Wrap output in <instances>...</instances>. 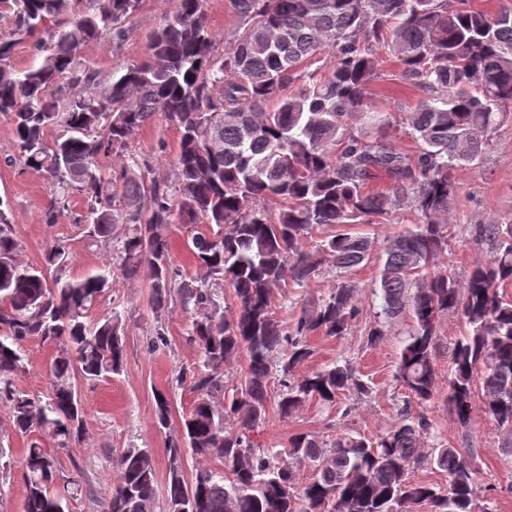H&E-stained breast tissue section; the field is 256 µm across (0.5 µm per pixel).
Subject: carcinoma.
<instances>
[{"label": "carcinoma", "instance_id": "cac0c4a2", "mask_svg": "<svg viewBox=\"0 0 512 512\" xmlns=\"http://www.w3.org/2000/svg\"><path fill=\"white\" fill-rule=\"evenodd\" d=\"M78 2L0 0L14 17L12 37L0 38V114L12 121L25 165L44 172L51 186L46 223H57L72 194L83 195L77 223L87 225L90 239L112 242L125 278L149 280L156 316L180 298L202 356V367L177 376L199 396L181 435L167 443L164 499L156 498L152 450L127 448L116 459L107 512H412L419 503L431 512H493L489 499L478 505L472 449L426 443L434 431L428 407L437 394V321L457 311L468 331L450 352L448 406L467 427L475 373L482 372L483 411L512 448V299L499 292L512 285V219L474 228L491 257L474 264L465 281L437 268L448 250L454 172L484 163L512 107V5L489 13L448 0H234L242 30L221 52L205 0H177L146 58L104 82L78 49L122 35L142 0H87L76 14ZM24 39L41 62L16 69L9 58ZM326 45L335 55L331 73L299 72ZM389 53L423 92L407 117L419 146L414 157L387 140L388 118L367 105L380 57ZM158 115L180 132L179 152L173 179L148 181V164L127 149ZM50 128L58 131L52 139ZM114 154L125 158L118 178L100 164ZM379 177L388 190L368 187ZM402 204L418 222L386 248L379 284L385 317L411 319L396 367L406 394L396 423L374 439L344 432L324 441L300 432L282 449L260 448L252 433L265 421L275 371L284 419L312 400L371 397L373 387L346 359L295 374L311 356L307 336L351 329L357 286L338 281L291 326L274 316L272 291L286 279L309 282L328 259L338 269L367 260L371 242L347 226L371 224ZM171 224L212 227L189 244L203 271L197 285L179 279L166 234ZM319 226L337 230L317 249H304ZM18 248L0 200V402L10 406L17 432L36 429L68 448L83 429L74 370L97 380L125 364L119 316L84 321L112 287V268L72 277L67 244L51 245L44 268L20 264ZM223 287L235 299L230 318L220 312ZM364 335L366 345H378L384 322L368 324ZM32 339L59 346L44 401L13 382L23 368L22 343ZM241 355L243 372L228 378L227 365ZM170 415L167 394L156 392L157 424L167 426ZM188 449L217 456L221 468L186 481ZM24 463L23 512H70L83 482L72 478L55 490L56 460L37 441ZM295 463L312 469L303 485ZM420 467L447 473L448 485L411 480Z\"/></svg>", "mask_w": 512, "mask_h": 512}]
</instances>
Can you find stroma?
I'll return each mask as SVG.
<instances>
[{"instance_id": "obj_1", "label": "stroma", "mask_w": 512, "mask_h": 512, "mask_svg": "<svg viewBox=\"0 0 512 512\" xmlns=\"http://www.w3.org/2000/svg\"><path fill=\"white\" fill-rule=\"evenodd\" d=\"M175 6L176 0H142L139 11L126 25L122 40L101 38L86 43L80 47L79 56L93 63L102 79H110L116 69L146 57L151 33ZM205 13L218 48L229 46L240 27L233 0H206ZM379 72V78L370 85L368 103L373 110L388 114V140L398 150L416 154L417 145L403 115L411 111L422 92L403 78L402 67L394 56H384ZM179 140L178 130L157 117L133 136L128 151L150 164L151 177L168 179L174 173ZM455 181L457 192L450 214V241L441 265L462 280L475 262L489 257L487 247L474 240L475 226L512 218L511 120L498 129L493 149L482 166L457 170ZM0 200L8 206L14 234L21 244L17 254L20 263L42 266L46 249L58 240L70 249L71 276L85 275L111 263L110 244L91 243L85 225L75 221L86 208L83 196L76 194L70 198L68 212L57 223H45L44 215L53 201L50 186L42 172L27 167L18 157L12 122L2 115ZM416 220V213L403 205L382 223L355 225V232L372 242L368 261L345 272L346 279L354 281L359 288V316L344 338L308 336L312 354L299 368L304 374L342 358L350 360L369 379L373 388L371 398L359 401L354 395L346 394L332 407L312 401L286 420L279 416L276 405H269L265 423L253 436L261 448H283L299 432L325 439L343 427L372 438L396 422L405 390L397 384L394 375L410 319L402 315L390 320L386 336L372 348L364 342V327L381 314L379 279L385 248L392 238L413 228ZM335 282V271L327 267L307 284L282 282L272 293L276 317L293 322L304 309L327 295ZM150 294L146 279L127 280L116 273L111 288L87 313L91 325L110 313L120 315L126 359L120 373L94 382L79 375L73 378L84 409V430L71 447L53 451L61 480L79 478L87 490L86 495L71 502V512H104L102 504L118 478L115 460L132 446L152 449L157 490L161 493L166 490V445L169 439L180 436L183 420L197 399L196 392L186 385L176 386L175 379L181 368L200 366L201 359L196 344L189 340L191 318L181 301L171 302L158 319L151 310ZM159 322L165 327L169 344L148 349L150 333ZM466 332V323L457 312L444 314L437 325L435 368L439 397L429 409L434 423L433 440L473 449L472 464L478 470L483 496L492 499L496 512H512V453L502 448L495 423L477 408L469 426L461 427L443 400L448 391L450 350ZM56 351V344L50 342L25 343V368L15 378L20 391L34 398L47 394ZM159 391L168 393L171 401L169 424L164 428L157 426L154 415V395ZM30 442V436L15 431L9 406L0 403V447L6 450L0 458V512H22L25 496L22 453Z\"/></svg>"}]
</instances>
